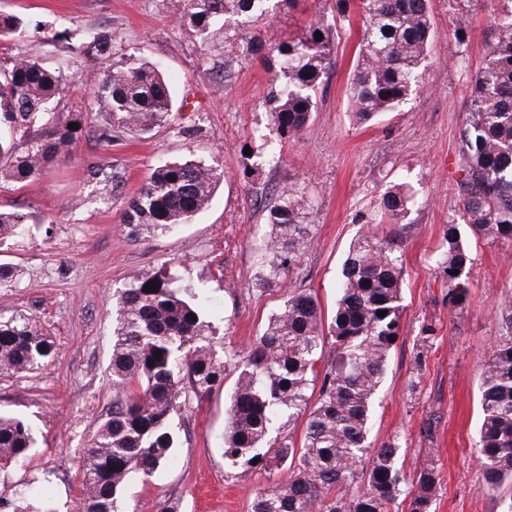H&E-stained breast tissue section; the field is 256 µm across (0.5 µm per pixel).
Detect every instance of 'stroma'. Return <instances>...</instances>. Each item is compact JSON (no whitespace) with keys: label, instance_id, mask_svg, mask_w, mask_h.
<instances>
[{"label":"stroma","instance_id":"35a3bbf8","mask_svg":"<svg viewBox=\"0 0 512 512\" xmlns=\"http://www.w3.org/2000/svg\"><path fill=\"white\" fill-rule=\"evenodd\" d=\"M502 7L503 0H475L462 19L467 39L460 44L451 0H430L434 40L412 94L363 125L353 120L347 93L357 36L343 35L309 123L282 142L279 163L250 169L245 151H258L262 135L272 131L263 106L272 74L261 57L244 58L220 45L202 48L182 16L183 0H0V13L46 26L19 44L0 40V57L22 53L49 67L66 65L82 78L62 96L56 115L90 109L85 79L102 65L53 41V33L65 29L81 39L113 34L116 57L159 63L184 104L147 137L123 133L109 146L85 125L72 154L35 182L0 181V210L34 218L24 235L0 243V262L15 272L0 284V306L37 314L58 352L43 370L0 378V408L25 416L38 432L29 458L0 470V497L22 510L44 502L54 512H78L87 494L84 453L112 410L113 295L133 274L164 267L198 288L230 362L222 387L182 404L170 462L154 476L132 475L125 508L251 512L255 490L288 473L224 457L240 355L289 291L312 294L331 318L349 247L377 218L381 193L401 184L414 196L405 219L390 227L404 267L402 331L371 407L367 443L379 448L399 441L398 466L409 482L421 462L435 460L432 512H504L512 491L484 487L475 444L482 373L499 345L500 307L512 297V242L466 230L474 265L462 309H449L438 272L444 226L461 207L458 166L470 82ZM209 65L214 73H206ZM182 159L221 168L210 206L175 232L130 239L122 223L128 200L156 163ZM283 186L312 201L305 219L311 243L283 287L264 288L256 276L269 232L266 209ZM428 324L436 336L424 348L421 329Z\"/></svg>","mask_w":512,"mask_h":512}]
</instances>
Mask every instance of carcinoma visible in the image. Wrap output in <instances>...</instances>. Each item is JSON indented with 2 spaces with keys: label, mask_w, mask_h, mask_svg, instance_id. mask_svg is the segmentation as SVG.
I'll list each match as a JSON object with an SVG mask.
<instances>
[{
  "label": "carcinoma",
  "mask_w": 512,
  "mask_h": 512,
  "mask_svg": "<svg viewBox=\"0 0 512 512\" xmlns=\"http://www.w3.org/2000/svg\"><path fill=\"white\" fill-rule=\"evenodd\" d=\"M293 11L302 0H184L202 43L228 22L256 17L270 27L266 4ZM336 29L354 16L361 21L356 63L348 82L355 119L366 123L393 110L413 91L433 41L428 0H332ZM494 20V41L472 78L470 109L461 134L459 219L445 225V257L439 270L448 286V308L468 302L472 254L463 240L467 224L486 239L512 242V0ZM30 24L0 14V36L23 38ZM322 33L316 39L315 33ZM333 28L309 20L301 34L281 39L253 36L236 44L245 56L264 54L273 72L265 100L279 139L298 136L315 109L316 93L336 65ZM112 37L97 35L79 46L83 55L108 51ZM91 111L104 117L99 140L111 144L123 129L142 135L168 121L175 105L172 82L146 59H118L91 74ZM74 76L62 67L17 55L0 64V177L25 187L50 165L70 154L88 121L71 113L53 123L52 104ZM25 139L18 152L17 137ZM217 182L215 169L196 160L165 162L148 175L129 200L124 222L137 239L144 230L188 223L205 209ZM413 197L400 187L380 195L379 211L389 224L406 216ZM310 208L303 192L284 186L270 206V260L258 273L262 287L279 285L310 242L304 224ZM21 210L0 212V242L29 224ZM159 285L145 290L147 283ZM403 268L390 235L367 228L349 250L341 269L336 309L329 323L315 297L296 292L284 301L251 346L235 383L224 434V458L270 472L288 468V479L259 489L251 512H391L402 478L395 442L374 451L370 467L367 426L372 399L388 356L399 339ZM194 287L167 270L142 273L115 300L112 324V414L101 425L85 457L89 492L83 512H122L131 474L151 477L176 447L173 415L181 401L202 398L224 385L226 364L218 355L211 325L203 318ZM387 311L381 317L378 311ZM501 345L485 367L478 451L489 489L512 480V301L502 304ZM330 347L328 359L323 348ZM160 357H155L157 352ZM54 343L32 315L0 309V374L41 369ZM322 372H317L319 361ZM319 386L303 445L276 435L278 416L293 418L308 406L310 386ZM36 433L22 415L0 412V464L24 460ZM362 489L351 491L357 482ZM439 475L428 460L407 492L410 512H432Z\"/></svg>",
  "instance_id": "carcinoma-1"
}]
</instances>
